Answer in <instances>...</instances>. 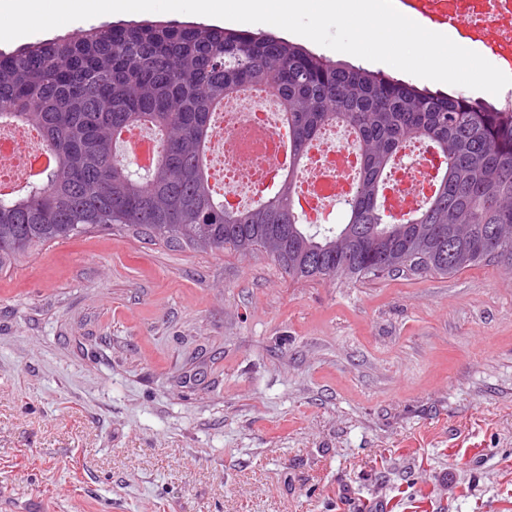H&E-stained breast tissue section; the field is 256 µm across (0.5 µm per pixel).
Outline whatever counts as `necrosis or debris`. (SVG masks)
Returning a JSON list of instances; mask_svg holds the SVG:
<instances>
[{
	"label": "necrosis or debris",
	"instance_id": "4bbe7bcc",
	"mask_svg": "<svg viewBox=\"0 0 512 512\" xmlns=\"http://www.w3.org/2000/svg\"><path fill=\"white\" fill-rule=\"evenodd\" d=\"M418 8L438 25L462 31L471 40L490 37L491 50L512 66V0H418ZM283 128L279 101L270 88L249 89L225 101L224 123L213 136L225 208H243L250 197L274 185L289 163L282 149ZM410 151L413 160L393 175L386 196L389 208L398 214L421 206L438 167L437 157L424 143L413 142ZM39 154L27 129H0V174H10L18 184L27 181ZM358 168L356 147L323 131L302 167L297 201L306 223H322L329 199L353 194Z\"/></svg>",
	"mask_w": 512,
	"mask_h": 512
}]
</instances>
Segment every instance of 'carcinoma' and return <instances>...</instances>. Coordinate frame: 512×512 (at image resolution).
Here are the masks:
<instances>
[{"label":"carcinoma","mask_w":512,"mask_h":512,"mask_svg":"<svg viewBox=\"0 0 512 512\" xmlns=\"http://www.w3.org/2000/svg\"><path fill=\"white\" fill-rule=\"evenodd\" d=\"M245 85L275 86L292 143L278 190L226 210L205 164L214 115ZM38 130L59 163L0 195V269L95 227L134 226L151 240L247 254L281 244L294 279L405 271L454 275L489 258L512 269V101L463 95L345 66L271 34L145 22L93 27L75 42L0 54V124ZM355 135L361 162L345 220L309 233L294 203L297 171L328 124ZM159 133L158 161L131 174L115 145L130 126ZM441 167L406 217L383 190L412 139Z\"/></svg>","instance_id":"1"}]
</instances>
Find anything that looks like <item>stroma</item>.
<instances>
[{"mask_svg":"<svg viewBox=\"0 0 512 512\" xmlns=\"http://www.w3.org/2000/svg\"><path fill=\"white\" fill-rule=\"evenodd\" d=\"M187 13L74 21L10 42ZM0 512H512V270L296 280L96 228L0 271Z\"/></svg>","mask_w":512,"mask_h":512,"instance_id":"35a3bbf8","label":"stroma"}]
</instances>
